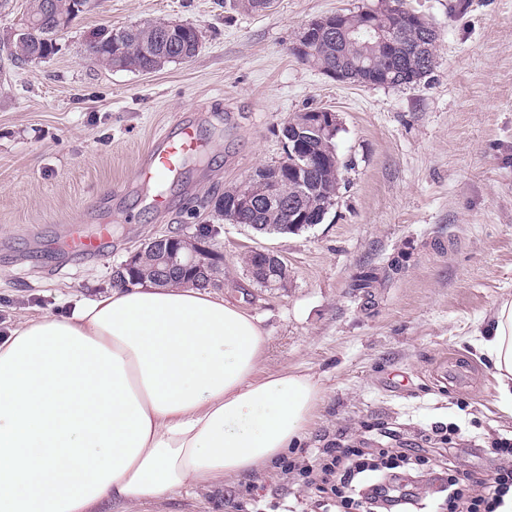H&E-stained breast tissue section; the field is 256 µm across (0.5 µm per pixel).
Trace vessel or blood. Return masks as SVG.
Here are the masks:
<instances>
[{
    "label": "vessel or blood",
    "mask_w": 512,
    "mask_h": 512,
    "mask_svg": "<svg viewBox=\"0 0 512 512\" xmlns=\"http://www.w3.org/2000/svg\"><path fill=\"white\" fill-rule=\"evenodd\" d=\"M201 146L195 121L180 119L160 131L151 147L144 153L137 171L138 180L154 186V193L147 200L153 210L162 209L167 199L159 184L174 180L183 161L196 154ZM109 239L108 226H101L97 235L85 236L75 229H68L67 244L73 251L85 256L96 255Z\"/></svg>",
    "instance_id": "obj_1"
}]
</instances>
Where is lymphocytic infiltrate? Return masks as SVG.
Returning a JSON list of instances; mask_svg holds the SVG:
<instances>
[{
	"label": "lymphocytic infiltrate",
	"mask_w": 512,
	"mask_h": 512,
	"mask_svg": "<svg viewBox=\"0 0 512 512\" xmlns=\"http://www.w3.org/2000/svg\"><path fill=\"white\" fill-rule=\"evenodd\" d=\"M492 452L494 465L480 478L446 448H324L311 460H283L282 469L299 471L318 496V512H395L407 499L393 494L381 473L405 465L437 474L441 512H496L512 492V440L495 442Z\"/></svg>",
	"instance_id": "lymphocytic-infiltrate-1"
}]
</instances>
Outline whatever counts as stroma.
Returning a JSON list of instances; mask_svg holds the SVG:
<instances>
[{
	"mask_svg": "<svg viewBox=\"0 0 512 512\" xmlns=\"http://www.w3.org/2000/svg\"><path fill=\"white\" fill-rule=\"evenodd\" d=\"M379 0H275L244 12L228 0H95L48 61L0 55V332L63 316L111 288L119 267L155 237L214 224L224 298L270 338L263 373L317 379L323 400L298 447H375L385 436L451 448L476 472L512 436L496 404L494 369L475 332L512 296V0H406L437 29L436 63L410 87L340 83L290 48L313 19ZM188 22L198 54L150 73L82 54L102 25ZM328 108L343 163L335 205L295 234L214 220L213 201L284 154L282 123ZM199 120L204 150L169 185V207H144L134 175L154 134ZM112 228L100 254L70 253L62 231ZM288 265L286 289L246 275L244 252ZM468 376L449 382V372ZM253 491L314 512L301 479L278 465L151 502L146 512H231Z\"/></svg>",
	"mask_w": 512,
	"mask_h": 512,
	"instance_id": "obj_1",
	"label": "stroma"
}]
</instances>
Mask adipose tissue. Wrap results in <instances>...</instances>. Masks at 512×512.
Returning <instances> with one entry per match:
<instances>
[{
  "label": "adipose tissue",
  "mask_w": 512,
  "mask_h": 512,
  "mask_svg": "<svg viewBox=\"0 0 512 512\" xmlns=\"http://www.w3.org/2000/svg\"><path fill=\"white\" fill-rule=\"evenodd\" d=\"M268 338L218 292L114 285L0 334V512H138L260 471L305 436L308 374H264ZM475 348L512 415V297Z\"/></svg>",
  "instance_id": "1"
}]
</instances>
